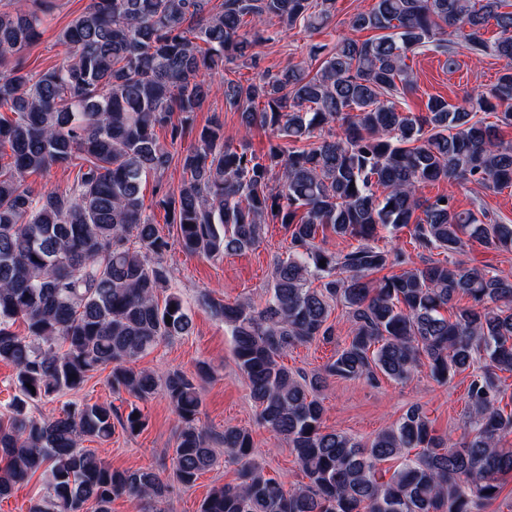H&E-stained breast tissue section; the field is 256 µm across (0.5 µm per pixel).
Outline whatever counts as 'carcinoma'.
<instances>
[{"mask_svg":"<svg viewBox=\"0 0 512 512\" xmlns=\"http://www.w3.org/2000/svg\"><path fill=\"white\" fill-rule=\"evenodd\" d=\"M211 2L91 0L59 35L73 57L36 76L20 54L39 36L52 0L0 9V110L13 114L0 116V159L10 151L0 164V362L14 367L16 388L0 418V499L46 466L51 493L31 512H110L123 496L149 512L145 504L168 494L156 472L113 469L81 447L111 439L118 427L140 431L139 408L116 418L112 405L97 403H69L52 420L30 412L107 368L112 391L140 400L161 391L173 406L178 484L192 487L215 462L213 437L199 426L205 368L160 376L134 366L160 341L192 329L177 294L159 298L171 243L146 214L141 183L173 155L155 128L170 127L176 142L185 121L172 115L200 109L211 91L206 75L226 62L257 66L253 48L266 20L318 29L336 0ZM504 2L376 0L351 27L380 35L338 38L314 75L286 66L245 85L223 81L246 131L259 124L293 147L272 143L258 156L224 144L222 124L205 126L180 158V185L156 204L190 253L245 252L268 224L290 233L264 306L209 305L232 329L261 424L287 441L310 486L287 492L264 476L249 431L228 425L219 441L239 464L238 483L212 489L200 512H483L512 477V448L500 447L512 412L499 407L503 390L489 371L470 380L472 435L463 445L436 435L418 406L363 444L324 430L314 394L321 379L308 382L280 363L290 346L333 339L328 319L341 303L352 336L324 367L327 377L404 381L425 359L430 376L446 383L480 354L512 370L511 274L451 260L369 279L403 263L401 250L371 244L382 227L409 229L427 251L459 254L472 240L512 248V224L459 211L447 195L418 196L422 184L441 180L512 187V142L498 128L512 126V11ZM491 22L498 37L488 40ZM447 27L469 53L505 59L508 68L462 105L433 96L418 115L398 109L395 100L414 89L407 54L428 46L449 53ZM479 112L496 114L497 123ZM53 166L78 168L71 188L35 193L26 185L29 174ZM326 232L358 245L339 258L316 243ZM314 280L319 287H310ZM458 295L472 305L443 316ZM413 448L420 452L411 458ZM390 459L400 464L385 481L378 465Z\"/></svg>","mask_w":512,"mask_h":512,"instance_id":"cac0c4a2","label":"carcinoma"}]
</instances>
